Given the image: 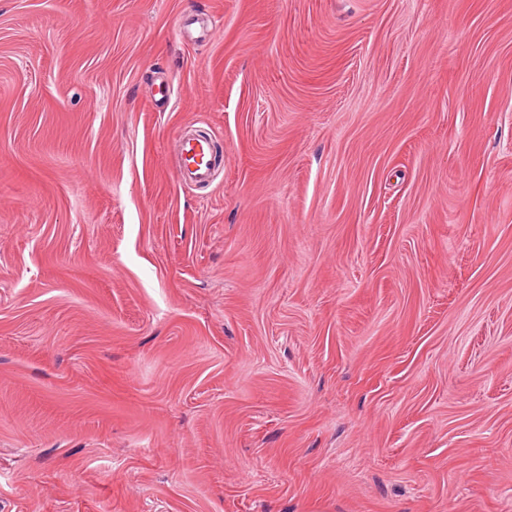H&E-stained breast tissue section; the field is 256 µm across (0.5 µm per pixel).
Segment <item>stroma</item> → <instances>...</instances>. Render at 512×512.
Here are the masks:
<instances>
[{
  "mask_svg": "<svg viewBox=\"0 0 512 512\" xmlns=\"http://www.w3.org/2000/svg\"><path fill=\"white\" fill-rule=\"evenodd\" d=\"M0 512H512V0H0ZM182 164L178 169V179L182 184L208 182L214 169L211 163L210 142L195 139L192 136L184 138L181 144Z\"/></svg>",
  "mask_w": 512,
  "mask_h": 512,
  "instance_id": "stroma-1",
  "label": "stroma"
}]
</instances>
